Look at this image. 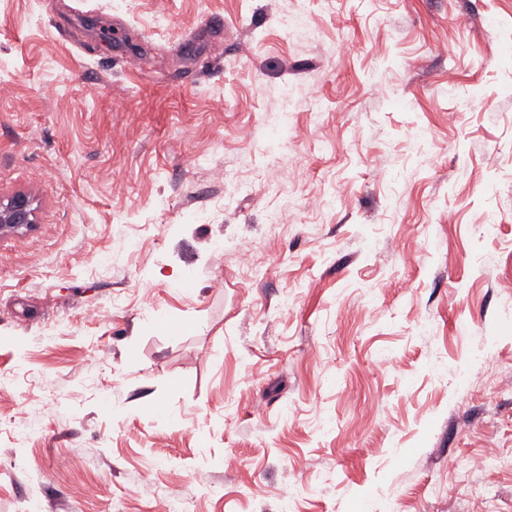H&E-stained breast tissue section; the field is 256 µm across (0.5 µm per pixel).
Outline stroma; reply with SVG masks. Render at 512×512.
I'll use <instances>...</instances> for the list:
<instances>
[{
	"mask_svg": "<svg viewBox=\"0 0 512 512\" xmlns=\"http://www.w3.org/2000/svg\"><path fill=\"white\" fill-rule=\"evenodd\" d=\"M509 50L512 0H0V512H512ZM33 224V209L29 198L18 194L6 205L0 203V234L16 232Z\"/></svg>",
	"mask_w": 512,
	"mask_h": 512,
	"instance_id": "35a3bbf8",
	"label": "stroma"
}]
</instances>
